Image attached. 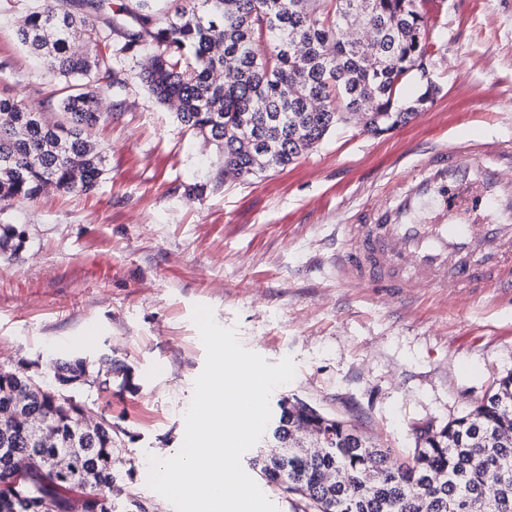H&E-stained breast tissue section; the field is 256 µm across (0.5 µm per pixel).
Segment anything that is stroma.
I'll return each instance as SVG.
<instances>
[{
  "instance_id": "35a3bbf8",
  "label": "stroma",
  "mask_w": 512,
  "mask_h": 512,
  "mask_svg": "<svg viewBox=\"0 0 512 512\" xmlns=\"http://www.w3.org/2000/svg\"><path fill=\"white\" fill-rule=\"evenodd\" d=\"M30 0H0V90L35 108L60 84L18 38ZM436 29L430 67L442 91L381 136L348 125L313 152L249 179L217 175V147L136 80L145 52L101 47L120 85L102 96L92 139L96 190L44 187L0 205L20 247L0 248V366L111 355V389L69 395L112 422L115 485L151 512H174L148 485L149 457L182 446L205 349L192 320L211 308L268 364L291 358L289 395L408 456L512 372V287L422 286L400 299L336 279L342 226L381 204L424 151L512 138V0H423ZM204 188L192 194L193 186Z\"/></svg>"
}]
</instances>
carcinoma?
<instances>
[{"instance_id": "cac0c4a2", "label": "carcinoma", "mask_w": 512, "mask_h": 512, "mask_svg": "<svg viewBox=\"0 0 512 512\" xmlns=\"http://www.w3.org/2000/svg\"><path fill=\"white\" fill-rule=\"evenodd\" d=\"M38 0L18 30L43 66L64 78L57 111L42 112L0 93V202L32 199L48 184L86 193L104 173L91 141L101 95L115 82L112 55L98 51L104 30L121 50H148L136 78L182 123L221 149L219 172L249 177L313 151L333 130L408 123L432 80L423 41L429 18L418 0ZM269 31L256 45L260 27ZM304 52H291L293 42ZM92 362L56 364L54 381H109ZM512 373L465 415L424 432L407 460L379 448L348 422L284 397L271 437L276 449L251 460L267 485L301 512H512ZM73 406L26 362L0 368V487L19 464L50 462L55 477L0 491V512H126L112 499V421L80 431Z\"/></svg>"}]
</instances>
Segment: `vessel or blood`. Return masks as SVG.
Masks as SVG:
<instances>
[{"label":"vessel or blood","mask_w":512,"mask_h":512,"mask_svg":"<svg viewBox=\"0 0 512 512\" xmlns=\"http://www.w3.org/2000/svg\"><path fill=\"white\" fill-rule=\"evenodd\" d=\"M512 138L468 154L426 152L418 174L392 199L361 206L345 225L334 260L339 282L384 284L399 295L426 281L460 288L494 286L512 274Z\"/></svg>","instance_id":"1"}]
</instances>
